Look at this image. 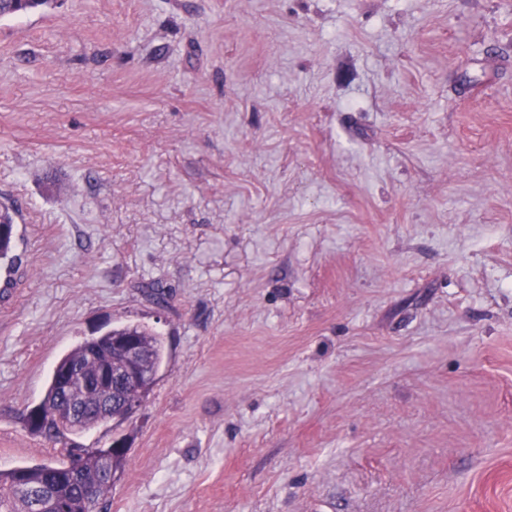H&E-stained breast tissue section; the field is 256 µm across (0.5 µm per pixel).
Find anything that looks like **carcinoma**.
I'll use <instances>...</instances> for the list:
<instances>
[{
  "label": "carcinoma",
  "mask_w": 512,
  "mask_h": 512,
  "mask_svg": "<svg viewBox=\"0 0 512 512\" xmlns=\"http://www.w3.org/2000/svg\"><path fill=\"white\" fill-rule=\"evenodd\" d=\"M53 0H0V18L19 16L28 12L51 6ZM15 216L4 204H0V270L11 273L16 266L14 253ZM125 337H134L146 353V375L132 387L126 386L113 395L111 418H122L132 413L125 406L127 397L143 400L150 392L157 373L166 358V349L161 335L149 328L135 323L115 326L98 336V358L87 357L88 341L83 340L64 352L57 366L79 364L82 370L95 371L96 365L108 363L115 370L123 366L122 354L115 342ZM44 433L50 437L59 435V421L63 416V402L59 393L56 374H51L45 396L38 406ZM107 421L94 409V399L86 398L84 421L73 433L88 431ZM125 455L112 454L107 448H96L82 454L83 478L72 475L69 464L39 463L18 465L0 470V512H35L31 489L41 487L46 500H54L59 512H95L99 499L112 488L114 474L123 467Z\"/></svg>",
  "instance_id": "carcinoma-1"
}]
</instances>
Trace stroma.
I'll list each match as a JSON object with an SVG mask.
<instances>
[{
	"label": "stroma",
	"mask_w": 512,
	"mask_h": 512,
	"mask_svg": "<svg viewBox=\"0 0 512 512\" xmlns=\"http://www.w3.org/2000/svg\"><path fill=\"white\" fill-rule=\"evenodd\" d=\"M0 469L102 512H512V0H58L0 19ZM132 415L33 430L119 323ZM15 216L14 212L0 204V270L10 274L17 262V255L14 253L15 238ZM125 337H135L142 345L146 353V375L140 380L137 386L123 387L112 396L113 378L118 388L121 387V385L133 384L138 381L144 366L145 354L143 350L134 339H127L122 343L126 357V365L120 370L123 366V358L114 343L118 339ZM94 343L99 348L97 359H89L87 357L88 341L85 339L64 352L57 361L56 366L62 368L68 364H80L82 370L91 373L95 371L97 364H112L115 371L118 372L113 373L110 366L103 364L94 377H85L79 369H72V367L65 368L61 371V380L65 384L67 394H69L68 389L70 384L75 382L80 386L82 392H92L95 394L101 413L109 414L112 412V415L109 418L100 416L99 411L93 408L94 399L92 396L86 398V413L81 402V397L70 399L68 403L66 426L79 425L85 413L82 424L77 429L70 430L73 434L88 431L109 419L122 418L131 414L132 408L124 406L127 397L129 394H132V399L138 400L139 404H141L142 400L150 392L157 373L166 358L165 344L161 335L141 324L126 323L112 327L110 330L98 336ZM112 398L114 400L113 404ZM139 404L136 402L126 403L127 406L133 407V411ZM37 409L42 418L44 433L49 437L58 436L60 434L59 421L63 416V402L59 393L55 368L49 379L45 396ZM125 455L112 454L109 448H96L82 454L83 475L89 480L90 472L98 477L87 491L82 479L76 478L81 469L80 454L77 453L69 463H39L18 465L7 470H0V512H35L45 507L41 497L34 502L30 489H21L29 485L40 486L46 500H54L59 511L49 512H95L99 499L112 488L114 474L123 467Z\"/></svg>",
	"instance_id": "stroma-1"
}]
</instances>
